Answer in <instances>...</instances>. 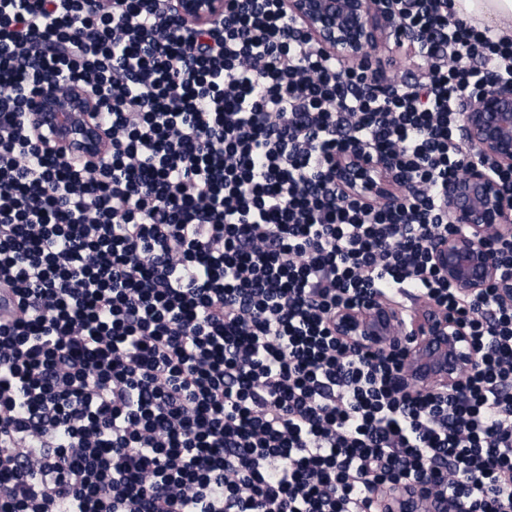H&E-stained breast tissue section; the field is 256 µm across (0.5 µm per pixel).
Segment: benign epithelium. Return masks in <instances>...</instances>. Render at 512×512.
I'll list each match as a JSON object with an SVG mask.
<instances>
[{"label":"benign epithelium","mask_w":512,"mask_h":512,"mask_svg":"<svg viewBox=\"0 0 512 512\" xmlns=\"http://www.w3.org/2000/svg\"><path fill=\"white\" fill-rule=\"evenodd\" d=\"M178 21L200 27L220 23L224 0H172ZM284 8L315 43L345 65H357L375 51L394 52L392 41L403 37L402 0H286ZM50 89L29 107L33 132L44 146L58 148L56 134L67 136L63 146L72 155L92 158L105 149L104 122L95 96L80 86ZM460 135L473 154L512 168V82L489 79L467 98ZM353 151L336 167V182L347 186L357 166ZM448 223L456 230L435 240L432 257L448 284L467 297H479L493 284L501 300L512 305V276L501 272L486 241L512 240V199L495 174L475 161L448 184ZM337 335L361 354L381 355L392 343L411 340L399 373L406 391L452 394L458 382L479 362L467 329L428 302L407 319L401 309L380 300L342 308L334 319ZM383 512H464L461 500L434 495L426 500L408 494L384 502Z\"/></svg>","instance_id":"7a95c632"}]
</instances>
